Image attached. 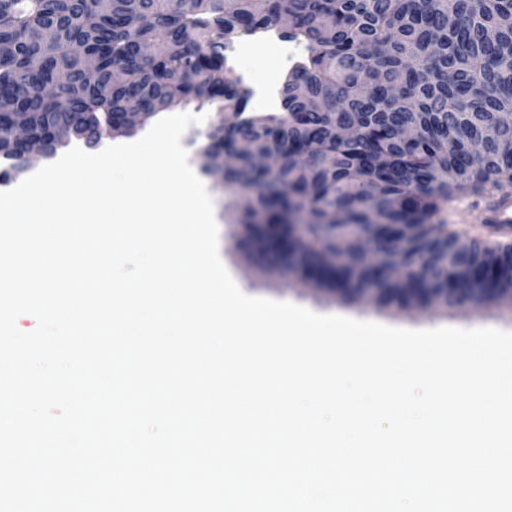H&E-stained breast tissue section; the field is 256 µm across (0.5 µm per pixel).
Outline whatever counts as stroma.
I'll list each match as a JSON object with an SVG mask.
<instances>
[{
	"label": "stroma",
	"instance_id": "1",
	"mask_svg": "<svg viewBox=\"0 0 512 512\" xmlns=\"http://www.w3.org/2000/svg\"><path fill=\"white\" fill-rule=\"evenodd\" d=\"M201 180L214 204L220 258L239 288L250 296L290 302L319 314L341 315L410 330L490 327L512 332V307L506 305L492 303L463 311L433 307L407 308L391 297L352 302L337 290L329 292L302 282L289 283L283 278L268 275L258 265L247 264L243 258L242 212L232 186L225 184L218 176L205 174Z\"/></svg>",
	"mask_w": 512,
	"mask_h": 512
}]
</instances>
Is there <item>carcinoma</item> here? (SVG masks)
I'll return each instance as SVG.
<instances>
[{
	"label": "carcinoma",
	"instance_id": "cac0c4a2",
	"mask_svg": "<svg viewBox=\"0 0 512 512\" xmlns=\"http://www.w3.org/2000/svg\"><path fill=\"white\" fill-rule=\"evenodd\" d=\"M0 12V42L12 47L0 56V113L29 114L37 134L65 124L101 139L105 114L216 106L200 153L209 161L221 142L249 141L238 197L245 218L264 224L248 235L265 243V225H279L287 267L317 286L512 289L511 247L491 262L473 237L460 260L445 231L456 198L512 194V0H112L110 11L95 0H0ZM283 16L292 25L280 37L307 58L283 82L281 111L249 112L226 50ZM50 28L57 38L45 44ZM146 44L160 50L147 58ZM373 80L380 93L366 97ZM344 123L354 124L346 139L336 135ZM400 125L415 138H398ZM254 154L275 165L255 167ZM374 213L384 227L376 264L360 247ZM391 265L403 274L390 277Z\"/></svg>",
	"mask_w": 512,
	"mask_h": 512
}]
</instances>
